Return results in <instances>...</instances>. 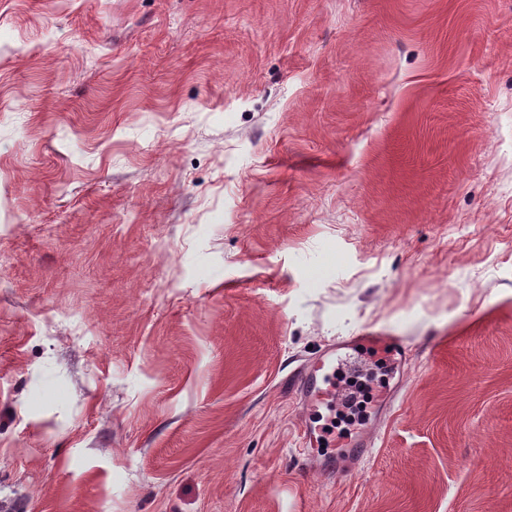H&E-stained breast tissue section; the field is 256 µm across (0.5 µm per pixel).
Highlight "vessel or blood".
Masks as SVG:
<instances>
[{
    "label": "vessel or blood",
    "mask_w": 512,
    "mask_h": 512,
    "mask_svg": "<svg viewBox=\"0 0 512 512\" xmlns=\"http://www.w3.org/2000/svg\"><path fill=\"white\" fill-rule=\"evenodd\" d=\"M368 351L400 358L406 354L407 345L402 337L363 330L325 346L289 379V388L302 401L305 413L334 411L343 393L336 382L337 370L360 368L361 359ZM337 445L343 456L358 461L366 456L370 442L365 435L357 434L340 438Z\"/></svg>",
    "instance_id": "vessel-or-blood-1"
}]
</instances>
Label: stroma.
Here are the masks:
<instances>
[{
  "label": "stroma",
  "mask_w": 512,
  "mask_h": 512,
  "mask_svg": "<svg viewBox=\"0 0 512 512\" xmlns=\"http://www.w3.org/2000/svg\"><path fill=\"white\" fill-rule=\"evenodd\" d=\"M0 512H512V0H0ZM368 351L401 360L407 345L400 336L362 330L325 346L289 379L290 391L302 401L307 415L334 411L343 393L342 386L336 383V370L360 368ZM371 376L372 373L361 372L354 375L353 380L346 381L347 392L336 409V415L340 422L345 421L352 424L365 420L367 405L371 402L372 396L370 389L362 382V379L367 381ZM322 433V429H306L304 431L305 448H317V453L314 454L312 458L324 457L321 464L312 466L320 472H335L336 459L340 455L346 456L352 461H359L366 456L368 448L371 447L370 440H368L364 434L350 435L340 438L337 444L335 440L334 446H337L336 448H343L336 453V457L333 455L326 457V455L320 454Z\"/></svg>",
  "instance_id": "1"
}]
</instances>
